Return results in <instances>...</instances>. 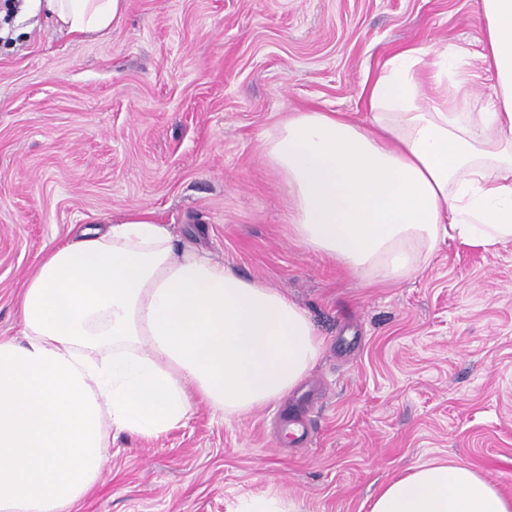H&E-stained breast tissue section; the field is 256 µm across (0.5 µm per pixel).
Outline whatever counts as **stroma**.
<instances>
[{
  "label": "stroma",
  "instance_id": "1",
  "mask_svg": "<svg viewBox=\"0 0 512 512\" xmlns=\"http://www.w3.org/2000/svg\"><path fill=\"white\" fill-rule=\"evenodd\" d=\"M479 0H128L77 35L19 17L0 44V336L45 250L76 224L152 210L307 310L324 353L288 397L239 416L198 406L153 439L110 432L71 512H233L266 489L301 512H369L381 485L462 461L512 498V242L454 240L397 282L300 245L262 136L317 106L366 116L392 50L481 49Z\"/></svg>",
  "mask_w": 512,
  "mask_h": 512
}]
</instances>
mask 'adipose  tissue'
<instances>
[{
  "instance_id": "obj_1",
  "label": "adipose tissue",
  "mask_w": 512,
  "mask_h": 512,
  "mask_svg": "<svg viewBox=\"0 0 512 512\" xmlns=\"http://www.w3.org/2000/svg\"><path fill=\"white\" fill-rule=\"evenodd\" d=\"M127 0H22L75 34L106 33ZM472 102L454 47H405L379 66L367 115L308 108L263 138L307 248L396 281L440 241L512 242V0H480ZM0 337V512H71L102 476L107 433L155 438L199 403L232 417L294 390L324 351L307 311L176 239L151 211L79 226L49 248ZM370 512H512L463 462L387 481Z\"/></svg>"
}]
</instances>
